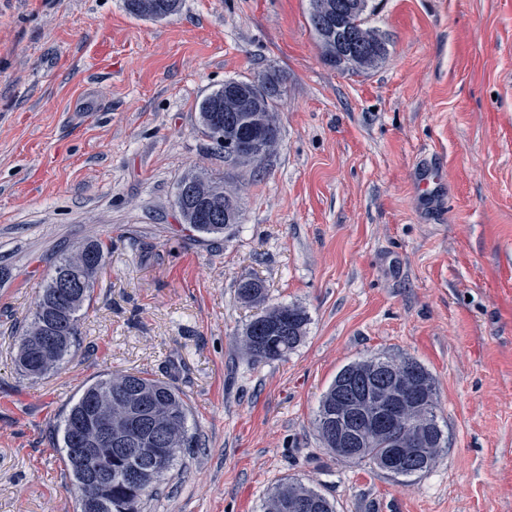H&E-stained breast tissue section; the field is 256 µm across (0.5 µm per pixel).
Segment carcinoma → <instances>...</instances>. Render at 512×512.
<instances>
[{"instance_id": "obj_1", "label": "carcinoma", "mask_w": 512, "mask_h": 512, "mask_svg": "<svg viewBox=\"0 0 512 512\" xmlns=\"http://www.w3.org/2000/svg\"><path fill=\"white\" fill-rule=\"evenodd\" d=\"M321 0H309V22L320 46L322 57L328 64L342 70L361 72L375 67L387 55V42L382 34L368 28L367 12L370 0H355V8L338 20L336 27L326 30L322 27L319 15ZM128 11L139 18L149 20L165 19L175 14L180 0H126ZM252 81L270 84L278 92L259 99L253 104V110L260 113L267 122L271 135L268 153H273L280 141V126L276 107L285 93L283 79L269 72L260 73ZM225 88L211 92L198 107V122L201 132H206L209 114L216 112L226 120L234 121L231 112L224 111ZM205 175L203 171H192L184 176L176 187L175 207L182 223L188 224L201 235L214 238L224 235L230 228L198 216L195 198L184 194V187L194 178ZM222 210L242 211L240 198L233 191L215 198ZM81 247L92 254V262L83 267L74 266L73 253L68 252L56 259L48 278L40 287L35 310L30 322L19 338L16 364L24 376L32 379L42 378L60 367L76 347L80 337V321L86 304L90 303L92 291L101 273L107 252L106 244L99 239H89ZM238 297L249 304L265 300V288L261 280L249 278L240 282ZM271 315L263 322L255 320L247 324L241 343L245 351L256 362L280 360L293 351L305 335L308 322L306 312L294 305H274ZM41 331L47 336L57 338L53 352L43 357L37 350ZM406 369L411 374L413 386L420 399L432 400V419L429 425L420 422L403 425L401 423L383 430L372 431L358 427L345 436L343 451L337 456L352 463H369L384 469V461L398 442L420 434L430 443L426 459L409 457L396 470L393 476L412 477L429 472L437 463L441 453L447 448L448 437L440 425L438 412L440 399L435 378L417 360L410 357L395 359L381 355L365 360L351 362L336 374L332 385L323 394L319 402L316 418L317 429L324 445L335 449L341 429L336 420L323 421L324 414L336 409L341 400L351 406L364 404L366 395L372 393L380 384H390L393 371ZM103 395L112 397L117 405L128 400L135 402L136 412L143 422L141 438L134 444L136 448L152 447L155 431L163 430L167 439L181 441L180 448L194 447L195 436L189 433L187 420L189 409L178 390L169 383L141 374L113 373L101 377L87 385L82 393L62 415L56 431V447L64 452L63 460L73 484L81 486L89 465L76 453L80 432H90L91 403ZM112 448V483H103L97 489L94 504L78 512H139L143 497L159 484L166 471L172 469L178 460V454L169 457L166 470L147 475V484L138 490L122 479V475L134 467H146L144 458L138 454L126 453L116 444H103ZM300 501L304 503L302 512H335V506L321 491L298 480L284 479L268 494L262 505L263 512H269L270 504L278 501Z\"/></svg>"}]
</instances>
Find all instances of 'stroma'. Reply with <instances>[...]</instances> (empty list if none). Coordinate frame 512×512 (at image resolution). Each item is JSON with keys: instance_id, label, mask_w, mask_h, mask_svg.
<instances>
[{"instance_id": "1", "label": "stroma", "mask_w": 512, "mask_h": 512, "mask_svg": "<svg viewBox=\"0 0 512 512\" xmlns=\"http://www.w3.org/2000/svg\"><path fill=\"white\" fill-rule=\"evenodd\" d=\"M308 0H0V512H75L56 446L66 404L112 372L183 393L198 442L141 512H260L284 478L336 512H512V0H372L388 40L365 72L328 65ZM284 80L276 151L225 165L197 104L230 79ZM440 166L445 200L415 183ZM242 217L204 240L180 221L189 170ZM108 243L68 362L37 380L19 337L56 258ZM308 315L287 357L242 349L262 307ZM407 356L437 382L448 449L394 478L324 448L322 393L344 365ZM125 2L132 15L149 20L165 19L175 14L180 7L179 0H126Z\"/></svg>"}]
</instances>
